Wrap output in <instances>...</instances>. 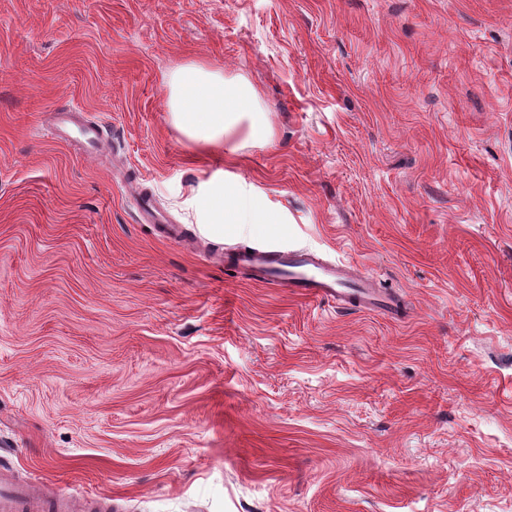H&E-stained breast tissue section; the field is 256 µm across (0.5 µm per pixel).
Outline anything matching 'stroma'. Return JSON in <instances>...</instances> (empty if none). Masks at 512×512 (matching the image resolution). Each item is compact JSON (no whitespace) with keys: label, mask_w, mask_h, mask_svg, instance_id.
<instances>
[{"label":"stroma","mask_w":512,"mask_h":512,"mask_svg":"<svg viewBox=\"0 0 512 512\" xmlns=\"http://www.w3.org/2000/svg\"><path fill=\"white\" fill-rule=\"evenodd\" d=\"M194 61L271 142L173 125ZM72 106L100 151L50 136ZM211 176L276 223H192ZM257 245L404 310L226 269ZM3 468L111 512H512V0H0ZM231 270H244L257 283H278L300 297L336 302L339 308L360 307L392 315L394 296L377 290V281L354 264L324 263L303 249L288 252L252 249L226 252Z\"/></svg>","instance_id":"1"}]
</instances>
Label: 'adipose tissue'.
<instances>
[{"mask_svg":"<svg viewBox=\"0 0 512 512\" xmlns=\"http://www.w3.org/2000/svg\"><path fill=\"white\" fill-rule=\"evenodd\" d=\"M173 124L191 141L220 146L233 138L269 142L272 127L255 87L242 76L227 77L206 63L192 62L166 79ZM197 223L271 224L275 218L236 186L210 178L189 190Z\"/></svg>","mask_w":512,"mask_h":512,"instance_id":"ef3b65f1","label":"adipose tissue"}]
</instances>
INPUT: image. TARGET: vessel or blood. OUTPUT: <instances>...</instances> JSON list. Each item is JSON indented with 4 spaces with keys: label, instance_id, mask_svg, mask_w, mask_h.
<instances>
[{
    "label": "vessel or blood",
    "instance_id": "b4317fda",
    "mask_svg": "<svg viewBox=\"0 0 512 512\" xmlns=\"http://www.w3.org/2000/svg\"><path fill=\"white\" fill-rule=\"evenodd\" d=\"M78 127L89 146H97V129L83 120L81 113H68L62 125L55 127L58 138H65L69 127ZM230 269L244 270L258 283H278L300 297L335 302L337 307H360L394 314L393 296L377 290L373 276L363 274L354 264L324 263L302 249L278 251H230L226 254ZM55 506L37 493L12 486L0 472V512H54Z\"/></svg>",
    "mask_w": 512,
    "mask_h": 512
}]
</instances>
